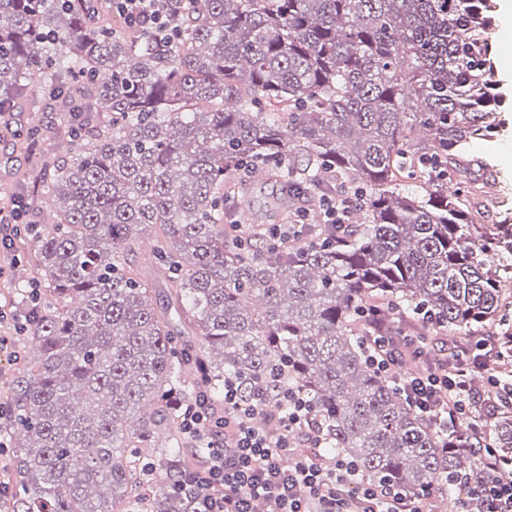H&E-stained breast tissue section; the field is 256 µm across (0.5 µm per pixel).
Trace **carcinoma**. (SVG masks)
<instances>
[{"mask_svg":"<svg viewBox=\"0 0 512 512\" xmlns=\"http://www.w3.org/2000/svg\"><path fill=\"white\" fill-rule=\"evenodd\" d=\"M155 6L171 20L159 34L112 0H0V112L37 89L65 100L83 141L47 181L56 222L39 236L61 308L33 305L38 362L8 401L24 512H124L121 449L157 426L178 439L196 395L223 401L226 379L248 395L270 376L266 403L309 402L314 453L484 512L482 449L512 458V350L500 394L432 421L367 361L360 313L464 338L506 328L512 225L472 219L494 174L470 147L494 138L502 101L493 0ZM247 166L275 168L290 207L292 186L315 199L346 186L362 222L240 249L254 230L224 204ZM140 230L204 349L178 347L155 308L134 267ZM186 469L172 448L140 473L159 484L143 512H191L172 490Z\"/></svg>","mask_w":512,"mask_h":512,"instance_id":"carcinoma-1","label":"carcinoma"}]
</instances>
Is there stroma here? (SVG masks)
<instances>
[{"label":"stroma","mask_w":512,"mask_h":512,"mask_svg":"<svg viewBox=\"0 0 512 512\" xmlns=\"http://www.w3.org/2000/svg\"><path fill=\"white\" fill-rule=\"evenodd\" d=\"M501 130L488 144L479 143L473 152L489 157L498 184L491 190L488 207L474 210L481 224H512V72L499 70ZM67 113L58 106L41 103L38 93H31L14 111L0 112V210L10 211L19 197H38L44 220H51L55 210L49 202L43 182L37 176L47 163L68 162L79 152L70 138L46 141L40 149L28 151L23 133L30 128L60 130L67 124ZM278 188L271 182H248L236 207L246 208L252 223H273V208ZM37 231H24L14 237L11 246H0V404L11 392L15 381L38 358L37 348L20 315L26 309L30 289L43 287L36 272ZM22 438L9 430L7 413H0V486L7 495L0 499V512H21L14 502L22 496L16 472L15 455Z\"/></svg>","instance_id":"obj_1"}]
</instances>
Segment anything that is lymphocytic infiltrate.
Segmentation results:
<instances>
[{
	"instance_id": "obj_1",
	"label": "lymphocytic infiltrate",
	"mask_w": 512,
	"mask_h": 512,
	"mask_svg": "<svg viewBox=\"0 0 512 512\" xmlns=\"http://www.w3.org/2000/svg\"><path fill=\"white\" fill-rule=\"evenodd\" d=\"M366 316L370 334L365 343L376 371L391 376L415 362L406 392L422 414L433 418L442 410L449 421H457L479 396L476 374H483L485 386H493L487 363L470 362L457 353L453 369L443 368L441 362L428 360L422 337L387 330L377 311ZM266 392L262 385L246 397L229 380L224 384L223 417L212 416L202 395L188 408L186 432L211 438L206 464L175 484L178 491H193V512H421L419 499L358 478L350 463L296 451L298 435L311 443L317 438L307 402L299 394L286 395L288 412L277 419L278 433L254 428L252 420L263 411ZM485 468L493 477L484 489L487 512H512V462L490 452Z\"/></svg>"
}]
</instances>
